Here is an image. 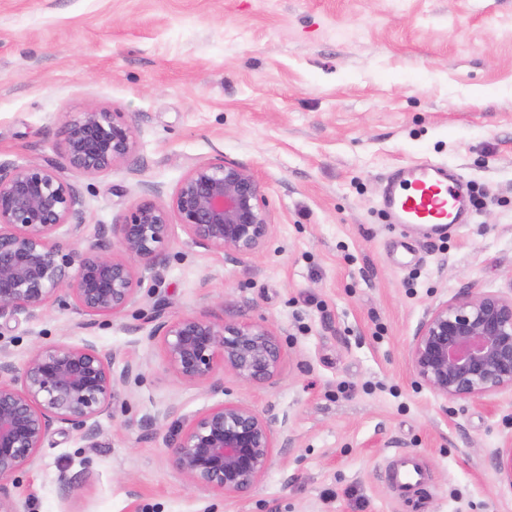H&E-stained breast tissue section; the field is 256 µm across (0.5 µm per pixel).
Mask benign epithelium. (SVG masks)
Masks as SVG:
<instances>
[{"label": "benign epithelium", "mask_w": 512, "mask_h": 512, "mask_svg": "<svg viewBox=\"0 0 512 512\" xmlns=\"http://www.w3.org/2000/svg\"><path fill=\"white\" fill-rule=\"evenodd\" d=\"M134 148V128L119 112L91 108L68 121L61 149L69 167L88 175L110 170ZM81 200L53 166L0 164V316L37 317L51 303L77 313L116 316L136 301L141 270L164 276L160 248L179 224L199 247L238 260L260 252L274 224L262 183L247 166L219 157L191 165L167 204L144 199L111 225L110 254L99 242L78 250L56 235L70 226L81 238ZM147 336L163 348L186 383L212 381L217 368L247 384L280 368L281 346L265 324L206 316L170 319L158 307ZM420 383L450 400L482 399L512 390V295L462 289L429 308L410 350ZM138 367L115 372L90 344L39 345L20 367L0 356V512H23L7 481L34 466L56 423L95 444L96 419L112 409L119 384ZM286 420L240 403H217L183 416L169 437L171 467L193 489L242 494L270 469L277 441L288 444ZM512 485V448L491 453Z\"/></svg>", "instance_id": "benign-epithelium-1"}]
</instances>
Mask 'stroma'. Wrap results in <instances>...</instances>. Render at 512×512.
Masks as SVG:
<instances>
[{
  "mask_svg": "<svg viewBox=\"0 0 512 512\" xmlns=\"http://www.w3.org/2000/svg\"><path fill=\"white\" fill-rule=\"evenodd\" d=\"M91 107L135 135L131 157L95 175L61 151ZM221 156L265 187L274 230L259 253L231 262L178 226L164 278L142 271L124 313L89 327L54 303L0 318V352L19 365L57 342L93 344L117 371L139 363L96 447L50 434L12 495L26 512H512L490 458L512 446V392L446 400L409 356L431 306L512 292V0H0V163L62 170L84 241ZM422 160L461 175L470 223L442 236L385 223V178ZM160 302L171 318L269 325L278 374L228 372L218 392L181 381L147 340ZM222 401L288 419L289 446L241 495L189 488L166 431L143 425ZM405 455L423 471L410 493L383 476Z\"/></svg>",
  "mask_w": 512,
  "mask_h": 512,
  "instance_id": "obj_1",
  "label": "stroma"
}]
</instances>
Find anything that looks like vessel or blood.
Masks as SVG:
<instances>
[{
  "instance_id": "vessel-or-blood-1",
  "label": "vessel or blood",
  "mask_w": 512,
  "mask_h": 512,
  "mask_svg": "<svg viewBox=\"0 0 512 512\" xmlns=\"http://www.w3.org/2000/svg\"><path fill=\"white\" fill-rule=\"evenodd\" d=\"M393 224H417L431 235L443 234L449 225L465 224L470 216V197L447 166L430 161L396 168L381 198ZM388 479L410 489L420 484L422 471L414 458L387 473Z\"/></svg>"
}]
</instances>
